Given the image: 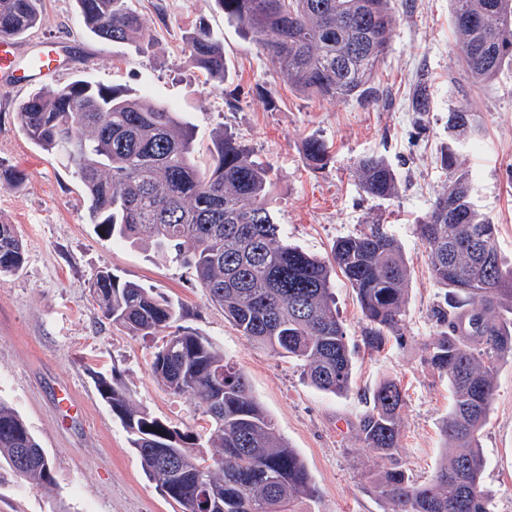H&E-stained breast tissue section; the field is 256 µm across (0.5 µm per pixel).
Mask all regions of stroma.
Here are the masks:
<instances>
[{
  "mask_svg": "<svg viewBox=\"0 0 512 512\" xmlns=\"http://www.w3.org/2000/svg\"><path fill=\"white\" fill-rule=\"evenodd\" d=\"M142 35L112 43L87 32L77 0H43L40 25L16 41L18 62L45 44L63 72L0 91V174L19 170L21 187L0 177V217L15 224L25 261L0 279V400L13 407L39 440L55 482L22 481L0 459V512H177L142 467L119 418L100 397L98 377L116 376L137 405L181 430L204 434L207 418L187 398L162 389L150 372L151 340L104 319L89 288L112 270L151 285L172 301L183 326L208 338L245 372L281 435L303 459L317 496L297 512H387L366 476L383 462L359 440L360 422L385 379L405 392L398 464L427 480L443 453L442 419L451 403L446 376L426 363V344L441 329L448 304L434 282L428 247L417 235L448 176L440 157L448 114L459 105L481 113L480 146L460 160L472 175V200L498 226L497 246L512 265V67L475 84L459 62L449 0H391L395 25L375 76L374 100L336 101L296 91L263 48L227 22L214 0H133ZM206 25L224 41L226 81L194 67L184 37ZM88 79L147 95L195 127V154L206 161L213 135L225 130L273 175V214L289 242L326 257L337 239L377 224L401 243L410 271L399 338L381 352L364 343L369 324L343 276L334 278L336 309L354 348L352 388L345 396L315 389L299 361L258 348L208 300L191 269L148 246L98 236L87 222V199L73 165L41 151L17 114L29 94ZM427 98L415 109L417 94ZM325 142L329 161L309 166L303 144ZM383 157L397 176L394 197L363 190L360 158ZM497 392L480 436L486 458L482 486L493 512H512V361L503 362Z\"/></svg>",
  "mask_w": 512,
  "mask_h": 512,
  "instance_id": "stroma-1",
  "label": "stroma"
}]
</instances>
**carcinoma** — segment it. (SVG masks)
Returning <instances> with one entry per match:
<instances>
[{"label": "carcinoma", "instance_id": "carcinoma-1", "mask_svg": "<svg viewBox=\"0 0 512 512\" xmlns=\"http://www.w3.org/2000/svg\"><path fill=\"white\" fill-rule=\"evenodd\" d=\"M86 30L111 42L144 28L129 0H78ZM227 21L266 50L299 92L368 102L386 55L391 0H215ZM457 49L468 77L493 79L512 64V0H450ZM41 21V0H0V35L22 36ZM190 62L222 82L224 42L206 26L185 36ZM20 125L41 150L74 165L89 223L103 237L145 243L187 264L213 304L260 348L301 362L316 389L343 395L352 384L348 337L336 310L331 275L340 270L370 324L365 343L384 349L400 330L409 271L401 244L379 226L342 237L315 258L288 242L270 206L271 172L227 132L214 135L211 163L195 159L193 125L145 96L84 79L32 94ZM479 112L448 113L450 142L441 156L448 186L417 231L429 248L436 283L461 302L470 331L437 332L426 363L448 377L452 403L441 422L444 458L428 479L400 467L369 474L389 512H492L482 488L479 441L496 395L500 363L512 359V268L496 248L497 227L471 200V178L458 150L478 142ZM304 156L325 167V144L310 137ZM365 193L388 199L394 170L378 156L357 164ZM25 246L0 218V277L18 272ZM103 317L142 338L162 336L151 373L169 392L203 409L201 437L181 432L136 406L116 377L98 391L125 429L146 473L179 512H294L316 487L299 453L254 396L246 375L205 337L177 326L180 314L155 289L100 270L89 285ZM405 393L394 379L374 390L360 441L385 460L399 455ZM215 449L210 457L203 445ZM0 457L23 480L53 484L49 461L24 419L0 401ZM216 461L212 469L200 466Z\"/></svg>", "mask_w": 512, "mask_h": 512}]
</instances>
